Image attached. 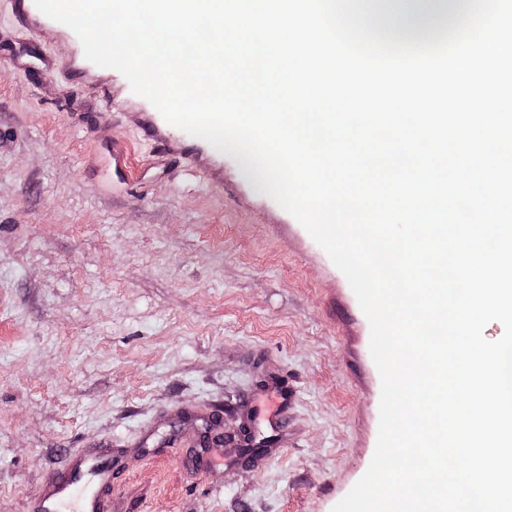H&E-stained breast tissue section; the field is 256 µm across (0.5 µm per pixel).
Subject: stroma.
Instances as JSON below:
<instances>
[{
  "mask_svg": "<svg viewBox=\"0 0 512 512\" xmlns=\"http://www.w3.org/2000/svg\"><path fill=\"white\" fill-rule=\"evenodd\" d=\"M370 336L238 158L0 0V512L103 442L112 512H333L377 444Z\"/></svg>",
  "mask_w": 512,
  "mask_h": 512,
  "instance_id": "1",
  "label": "stroma"
}]
</instances>
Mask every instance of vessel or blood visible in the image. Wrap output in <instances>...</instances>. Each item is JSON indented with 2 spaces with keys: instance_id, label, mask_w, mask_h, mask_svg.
<instances>
[{
  "instance_id": "1",
  "label": "vessel or blood",
  "mask_w": 512,
  "mask_h": 512,
  "mask_svg": "<svg viewBox=\"0 0 512 512\" xmlns=\"http://www.w3.org/2000/svg\"><path fill=\"white\" fill-rule=\"evenodd\" d=\"M123 467L111 448L74 449L44 477L26 512H111L108 491Z\"/></svg>"
}]
</instances>
